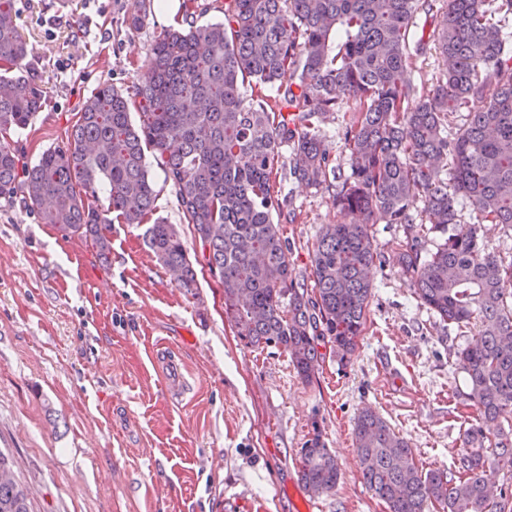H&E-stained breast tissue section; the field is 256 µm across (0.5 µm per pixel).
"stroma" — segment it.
Returning <instances> with one entry per match:
<instances>
[{
    "label": "stroma",
    "mask_w": 512,
    "mask_h": 512,
    "mask_svg": "<svg viewBox=\"0 0 512 512\" xmlns=\"http://www.w3.org/2000/svg\"><path fill=\"white\" fill-rule=\"evenodd\" d=\"M145 24L126 28L131 0H15L27 60L45 105L8 143L22 163L66 144L85 100L101 86L129 91L159 34L175 19L149 0ZM282 145L275 188L291 222L280 228L293 274L312 286L311 251L335 223L333 193L298 182ZM155 214L199 250L175 192L153 171ZM378 258L367 324L355 353L331 347L311 382L287 352L244 344L208 270L178 288L144 242L113 224L108 260L91 240L42 223L22 197L0 198V449L10 453L34 512H294L299 452L321 432L341 478L315 512H388L364 484L353 427L364 408L414 450L420 470H447L476 418L461 396L460 327L421 305L401 274V224H375ZM176 341L189 390L165 393L149 349Z\"/></svg>",
    "instance_id": "1"
}]
</instances>
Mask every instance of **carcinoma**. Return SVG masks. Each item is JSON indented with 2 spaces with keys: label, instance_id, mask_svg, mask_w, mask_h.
<instances>
[{
  "label": "carcinoma",
  "instance_id": "obj_1",
  "mask_svg": "<svg viewBox=\"0 0 512 512\" xmlns=\"http://www.w3.org/2000/svg\"><path fill=\"white\" fill-rule=\"evenodd\" d=\"M421 12L435 14L443 62L423 95L410 79L427 50L424 37H410ZM146 18L134 0L123 23L137 30ZM511 21L512 0H448L439 9L434 0H224L222 22L184 18L165 29L131 92L104 85L91 95L66 146L21 168L0 142V196L23 194L43 223L91 239L106 260L113 221L137 226L153 215L152 149L202 260L192 261L179 229L160 218L144 233L147 247L181 288L196 286L195 265L208 268L239 339L286 351L305 382L321 344L343 362L363 335L377 257L370 225H405L397 264L417 298L444 322L478 324L458 352L477 422L453 469L425 473L410 444L365 408L354 422L362 478L389 512H427L433 503L444 512H512V490L492 495L482 476L512 466V260L489 252L481 233L484 224L512 231V44L502 36ZM26 58L14 0H0V133L28 128L44 106ZM247 76L277 88L274 101L245 95ZM475 99L478 112L469 110ZM345 107L354 111L349 173L333 198L338 220L315 242L308 290L295 282L273 220L285 207L273 180L278 148L291 144L293 175L322 187L336 167L321 124ZM101 193L105 210L95 205ZM462 201L476 222L461 223ZM437 232L443 241L424 248ZM299 479L312 494L340 480L318 432L300 451ZM0 512H34L2 450Z\"/></svg>",
  "mask_w": 512,
  "mask_h": 512
}]
</instances>
